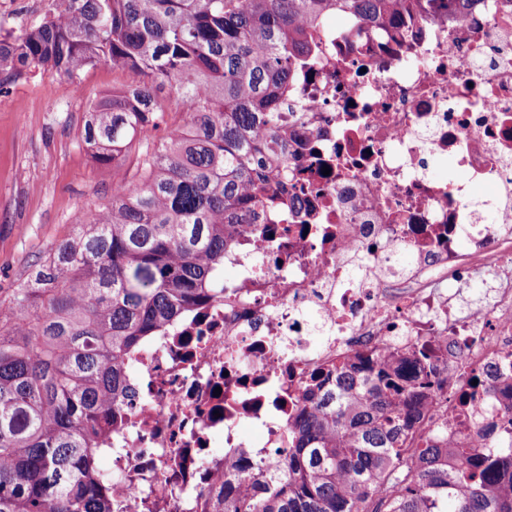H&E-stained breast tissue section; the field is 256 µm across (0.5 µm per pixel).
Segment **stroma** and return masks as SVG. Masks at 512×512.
Segmentation results:
<instances>
[{"mask_svg":"<svg viewBox=\"0 0 512 512\" xmlns=\"http://www.w3.org/2000/svg\"><path fill=\"white\" fill-rule=\"evenodd\" d=\"M59 0H0V41L55 13ZM130 80L99 64L71 81L51 70L8 79L0 93V295L71 233L76 215L107 203L112 171L97 165L76 130L92 102Z\"/></svg>","mask_w":512,"mask_h":512,"instance_id":"obj_1","label":"stroma"}]
</instances>
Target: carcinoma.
<instances>
[{
    "instance_id": "carcinoma-1",
    "label": "carcinoma",
    "mask_w": 512,
    "mask_h": 512,
    "mask_svg": "<svg viewBox=\"0 0 512 512\" xmlns=\"http://www.w3.org/2000/svg\"><path fill=\"white\" fill-rule=\"evenodd\" d=\"M433 0H61L13 42L0 72L76 80L100 62L133 80L94 102L77 131L112 169V199L0 297V512H116L98 468L121 425L126 357L199 299L224 296V252L243 219L281 207L283 107L315 31L425 18ZM169 92L180 119L169 121ZM441 390L424 352L356 357L313 378L273 486L207 512H512V427L495 448L424 431Z\"/></svg>"
}]
</instances>
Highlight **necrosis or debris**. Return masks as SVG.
<instances>
[{
	"label": "necrosis or debris",
	"mask_w": 512,
	"mask_h": 512,
	"mask_svg": "<svg viewBox=\"0 0 512 512\" xmlns=\"http://www.w3.org/2000/svg\"><path fill=\"white\" fill-rule=\"evenodd\" d=\"M317 63L288 90L299 135L256 236L224 254L236 277L126 360L109 438L124 512H204L216 476L264 480L288 455L311 374L429 345L444 383L426 422L476 444L512 416V0L465 12L321 26ZM451 166L437 179L436 161ZM494 285L467 300L474 274ZM486 388L459 397L472 371Z\"/></svg>",
	"instance_id": "1"
}]
</instances>
